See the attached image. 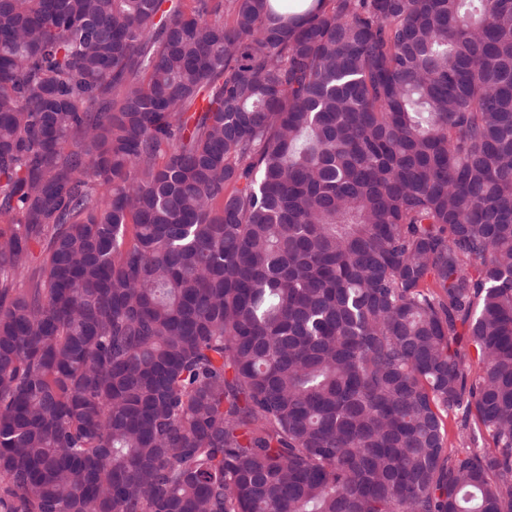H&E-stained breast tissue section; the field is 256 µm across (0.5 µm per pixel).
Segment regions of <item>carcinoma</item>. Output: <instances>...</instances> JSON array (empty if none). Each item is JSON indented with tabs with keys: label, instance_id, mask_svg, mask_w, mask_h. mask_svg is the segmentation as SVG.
Returning a JSON list of instances; mask_svg holds the SVG:
<instances>
[{
	"label": "carcinoma",
	"instance_id": "obj_1",
	"mask_svg": "<svg viewBox=\"0 0 512 512\" xmlns=\"http://www.w3.org/2000/svg\"><path fill=\"white\" fill-rule=\"evenodd\" d=\"M0 221V512H512V0H0Z\"/></svg>",
	"mask_w": 512,
	"mask_h": 512
}]
</instances>
